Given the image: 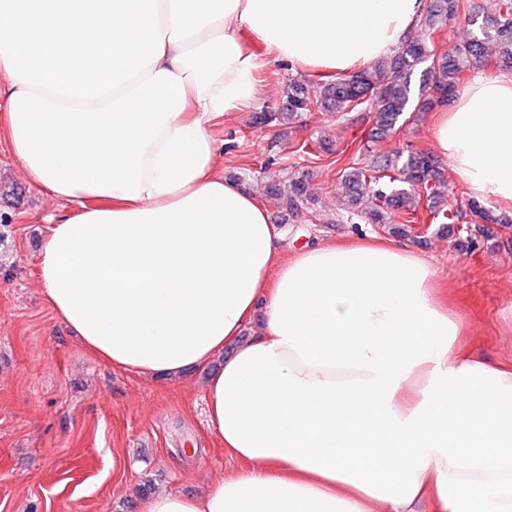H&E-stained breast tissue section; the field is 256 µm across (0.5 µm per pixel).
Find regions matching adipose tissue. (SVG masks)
I'll return each mask as SVG.
<instances>
[{"instance_id":"obj_1","label":"adipose tissue","mask_w":512,"mask_h":512,"mask_svg":"<svg viewBox=\"0 0 512 512\" xmlns=\"http://www.w3.org/2000/svg\"><path fill=\"white\" fill-rule=\"evenodd\" d=\"M425 0H0V139L64 208L37 257L92 360L207 371L237 469L142 512H512V362L465 352L432 265L383 240L285 257L264 205L218 174L211 123L265 57L346 74ZM436 154L512 203V76L438 113Z\"/></svg>"}]
</instances>
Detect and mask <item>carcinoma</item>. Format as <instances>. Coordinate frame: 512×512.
Listing matches in <instances>:
<instances>
[{
    "label": "carcinoma",
    "mask_w": 512,
    "mask_h": 512,
    "mask_svg": "<svg viewBox=\"0 0 512 512\" xmlns=\"http://www.w3.org/2000/svg\"><path fill=\"white\" fill-rule=\"evenodd\" d=\"M462 19L473 27L470 37L452 54H439L429 48L430 38L452 21ZM418 85H413L420 65ZM492 64L501 72L512 73V0H491L481 12L471 11L469 0H428L407 37L391 55L369 66L320 83L313 94L301 80L288 81L281 107L264 112L255 122L269 125L292 124L304 112H334L342 117L351 112L374 113L371 139L393 137L418 115L444 106L456 95L463 74ZM338 175L345 187L342 209L353 217L382 226L393 236H407L413 225L424 220L441 225L444 233L451 226L465 223L485 231L489 224H511L512 218L470 200L467 207L447 202L448 184L434 156L425 150L361 154L349 158ZM306 174L291 178V190L283 206L295 210L307 199ZM427 201L428 216L419 213Z\"/></svg>",
    "instance_id": "1"
}]
</instances>
